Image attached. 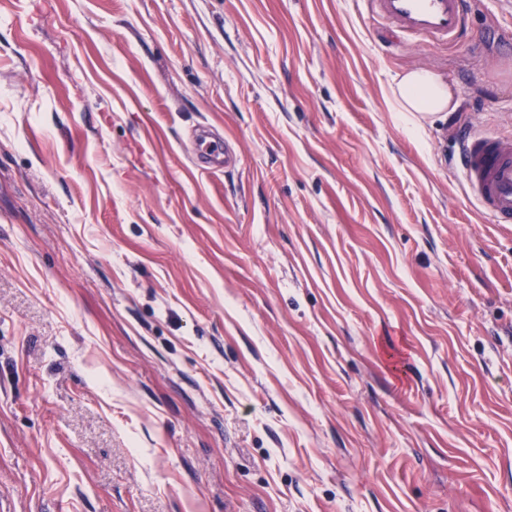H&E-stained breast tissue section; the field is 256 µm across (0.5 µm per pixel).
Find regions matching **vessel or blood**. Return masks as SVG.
Masks as SVG:
<instances>
[{
  "instance_id": "vessel-or-blood-1",
  "label": "vessel or blood",
  "mask_w": 512,
  "mask_h": 512,
  "mask_svg": "<svg viewBox=\"0 0 512 512\" xmlns=\"http://www.w3.org/2000/svg\"><path fill=\"white\" fill-rule=\"evenodd\" d=\"M370 14L404 38L456 43L466 29L467 0H365ZM459 169L479 205L512 223V138L473 133L462 142Z\"/></svg>"
}]
</instances>
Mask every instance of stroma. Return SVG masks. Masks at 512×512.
Returning <instances> with one entry per match:
<instances>
[{"label":"stroma","instance_id":"obj_1","mask_svg":"<svg viewBox=\"0 0 512 512\" xmlns=\"http://www.w3.org/2000/svg\"><path fill=\"white\" fill-rule=\"evenodd\" d=\"M468 28L0 0V512H512V224L455 167L512 135V7ZM389 103L392 112L418 126V115L451 112L455 109L453 90L436 73L412 70L398 76L390 87Z\"/></svg>","mask_w":512,"mask_h":512}]
</instances>
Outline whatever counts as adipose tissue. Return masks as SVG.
Here are the masks:
<instances>
[{
    "instance_id": "obj_1",
    "label": "adipose tissue",
    "mask_w": 512,
    "mask_h": 512,
    "mask_svg": "<svg viewBox=\"0 0 512 512\" xmlns=\"http://www.w3.org/2000/svg\"><path fill=\"white\" fill-rule=\"evenodd\" d=\"M389 103L392 111L404 113L412 123L419 115L450 112L456 107L453 90L429 70H412L398 76L390 87Z\"/></svg>"
}]
</instances>
